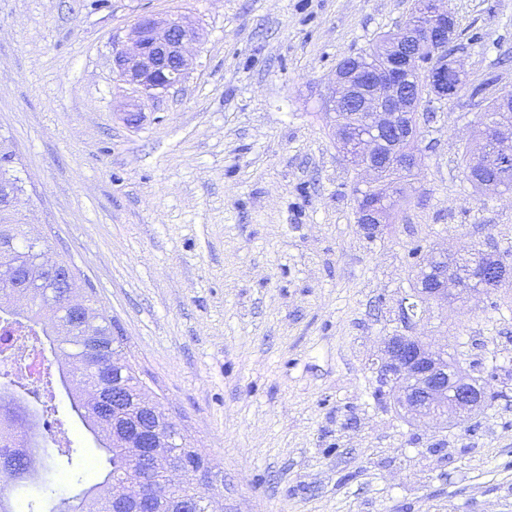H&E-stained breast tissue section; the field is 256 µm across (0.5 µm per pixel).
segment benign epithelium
<instances>
[{
  "instance_id": "7a95c632",
  "label": "benign epithelium",
  "mask_w": 512,
  "mask_h": 512,
  "mask_svg": "<svg viewBox=\"0 0 512 512\" xmlns=\"http://www.w3.org/2000/svg\"><path fill=\"white\" fill-rule=\"evenodd\" d=\"M439 0H430L428 40H423L413 28L401 31L399 43L385 67L377 70L336 69L335 88L348 100L359 104L368 116L370 130L357 141L359 166L372 171L376 178L386 174L395 165L401 144L422 135L419 124L410 121L413 102L405 87V73L412 69L423 72L432 87L431 96L438 102L448 100L456 88L450 84L455 74L461 73L458 60L450 58L451 65L422 60L426 44L451 45L455 34L448 27L452 14L438 7ZM196 37V30L183 20L160 21L141 18L131 29L132 50L115 53L114 69L117 77L133 87L137 94L125 113L129 124H136L142 116V100L154 99L179 86L188 74L192 60L184 47ZM493 157L500 168L512 170V141L501 135L493 141ZM360 224L365 230L374 224L386 223L385 216L373 206L360 205ZM443 257L424 268L417 288L404 295L397 307L400 330L383 340L381 356L374 362L383 386L391 390L393 402L406 417L417 420L449 414H465L481 405L487 395L484 388L448 368V353L434 350L422 338L412 334L416 320L424 314V305H442L456 294L457 283L448 276ZM489 265L496 274L494 283L501 285L512 280V264L491 262V255L480 250L473 256L472 266ZM80 373L66 367L63 380L69 382ZM82 377V376H80ZM89 399L109 417L104 432L112 434V443L122 448H139L142 456L165 463V478L134 481L114 477L112 501L122 512H162L167 508L170 482L194 478L195 465L170 451L173 446L171 429L173 419L165 424L153 420L149 406L140 408L137 416L124 415V396L114 390L104 391L97 378L82 377ZM40 436L39 415L30 413L26 427L28 455L38 456Z\"/></svg>"
}]
</instances>
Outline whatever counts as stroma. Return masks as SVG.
<instances>
[{
  "instance_id": "1",
  "label": "stroma",
  "mask_w": 512,
  "mask_h": 512,
  "mask_svg": "<svg viewBox=\"0 0 512 512\" xmlns=\"http://www.w3.org/2000/svg\"><path fill=\"white\" fill-rule=\"evenodd\" d=\"M413 0H0V143L29 234L70 261L123 336L122 356L212 467L216 512H512V401L465 420L380 406L371 364L415 286L408 256L512 246V193L460 169L488 99L512 91V0H445L468 82L433 103L421 162L374 235L324 101L337 63ZM184 17V82L124 119L112 69L134 23ZM488 390L512 372V284L427 310ZM50 426L96 439L63 387Z\"/></svg>"
}]
</instances>
